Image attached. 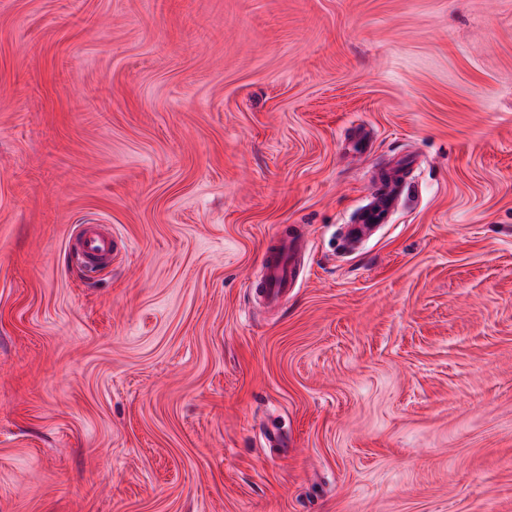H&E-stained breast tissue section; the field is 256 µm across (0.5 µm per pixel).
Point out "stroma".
<instances>
[{"instance_id": "stroma-1", "label": "stroma", "mask_w": 512, "mask_h": 512, "mask_svg": "<svg viewBox=\"0 0 512 512\" xmlns=\"http://www.w3.org/2000/svg\"><path fill=\"white\" fill-rule=\"evenodd\" d=\"M0 512H512V0H0ZM398 193V186L381 182L373 189L372 202L361 214L357 224L348 226V236L352 240L366 237L378 224L388 222ZM75 239H69L68 248L70 253L81 254L88 264L106 260L115 250L112 231L102 224L80 226ZM303 248L304 238L297 230L284 235L277 231L270 236L259 270L262 297L268 303L277 304L288 295L289 288L296 287V261Z\"/></svg>"}]
</instances>
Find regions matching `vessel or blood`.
Segmentation results:
<instances>
[{
	"mask_svg": "<svg viewBox=\"0 0 512 512\" xmlns=\"http://www.w3.org/2000/svg\"><path fill=\"white\" fill-rule=\"evenodd\" d=\"M398 188L391 183H380L372 192V202L360 215L357 223L349 225L348 236L353 240L366 237L379 224L387 223L396 200ZM70 251L82 255L86 263L106 260L115 249V240L109 227L102 224L80 226L75 239L69 240ZM304 248L299 231L270 236L263 264L259 270V283L264 299L271 304L287 296L295 287L296 261Z\"/></svg>",
	"mask_w": 512,
	"mask_h": 512,
	"instance_id": "obj_1",
	"label": "vessel or blood"
}]
</instances>
